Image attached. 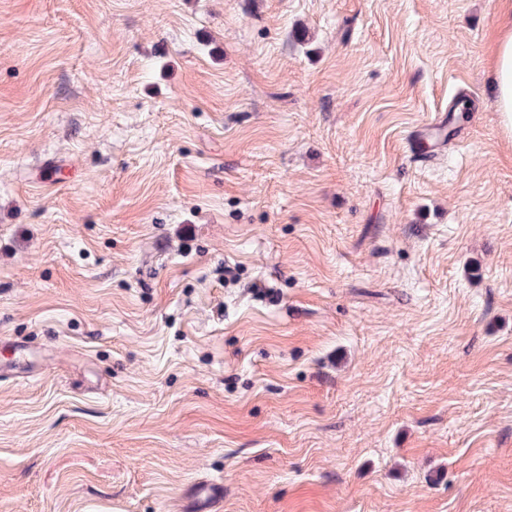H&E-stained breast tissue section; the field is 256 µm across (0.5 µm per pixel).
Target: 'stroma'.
<instances>
[{
  "mask_svg": "<svg viewBox=\"0 0 512 512\" xmlns=\"http://www.w3.org/2000/svg\"><path fill=\"white\" fill-rule=\"evenodd\" d=\"M498 21L0 0V512H512ZM224 498V486L217 483L200 485L194 495L196 512H212Z\"/></svg>",
  "mask_w": 512,
  "mask_h": 512,
  "instance_id": "35a3bbf8",
  "label": "stroma"
}]
</instances>
